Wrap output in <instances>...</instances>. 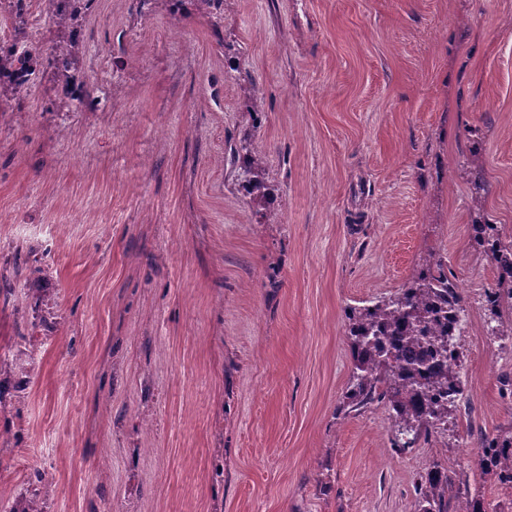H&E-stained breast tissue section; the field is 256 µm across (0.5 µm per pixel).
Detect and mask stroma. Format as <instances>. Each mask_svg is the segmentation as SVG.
<instances>
[{"instance_id":"obj_1","label":"stroma","mask_w":512,"mask_h":512,"mask_svg":"<svg viewBox=\"0 0 512 512\" xmlns=\"http://www.w3.org/2000/svg\"><path fill=\"white\" fill-rule=\"evenodd\" d=\"M76 78L0 111V505L45 512H412L433 465L481 474L470 430L512 427V338L471 227L512 230V0H96ZM257 86L261 114L247 98ZM250 134L266 223L230 149ZM479 168L484 191L470 171ZM444 259L473 327L469 411L391 446L347 412L349 308ZM174 4H192L196 11L207 18L209 25L215 33H218L219 25L224 20V0H169ZM214 19V20H213Z\"/></svg>"}]
</instances>
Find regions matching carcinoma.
Here are the masks:
<instances>
[{
  "label": "carcinoma",
  "instance_id": "obj_1",
  "mask_svg": "<svg viewBox=\"0 0 512 512\" xmlns=\"http://www.w3.org/2000/svg\"><path fill=\"white\" fill-rule=\"evenodd\" d=\"M53 34L47 51L26 47L34 39L33 2ZM95 0H0V29L7 31L0 45V110L27 94L28 76L50 71L80 92L78 100H97L93 85L76 82L84 44L82 22ZM187 3L207 18L213 30L224 20V0H172ZM240 186L254 200L266 202L268 193L261 177L263 156L249 150L237 157ZM473 246L494 263L495 287L485 292L489 318L497 336L512 337V239L496 224L471 225ZM464 299L453 275L439 259L415 271L394 295L372 305L348 311L354 369L349 386V405L363 408L385 404L392 410L393 448L412 447L429 427L448 418V407L457 406L464 389L455 367L459 358L455 325ZM414 437L405 442V430ZM479 466L506 487H512V430L493 437L478 434ZM413 512H487L484 495L472 487L469 476L450 467L433 466L416 487Z\"/></svg>",
  "mask_w": 512,
  "mask_h": 512
}]
</instances>
